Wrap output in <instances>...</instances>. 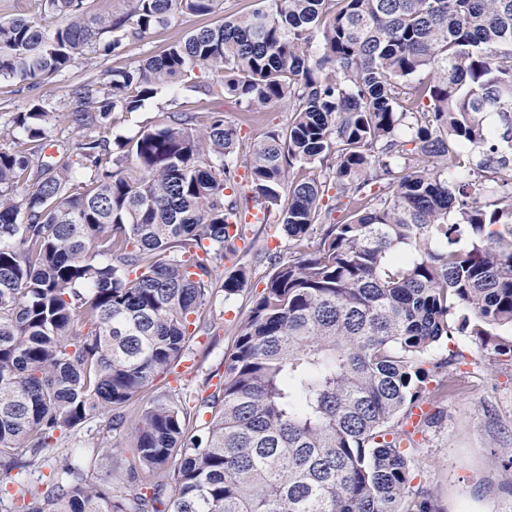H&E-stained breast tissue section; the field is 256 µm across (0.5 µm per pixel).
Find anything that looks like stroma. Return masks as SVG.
<instances>
[{
    "instance_id": "obj_1",
    "label": "stroma",
    "mask_w": 512,
    "mask_h": 512,
    "mask_svg": "<svg viewBox=\"0 0 512 512\" xmlns=\"http://www.w3.org/2000/svg\"><path fill=\"white\" fill-rule=\"evenodd\" d=\"M216 17L206 19L184 15L170 27L155 30L139 42H130L113 54L92 55L77 62L65 73L31 86L0 80V146L18 147L26 137L15 123L17 113L31 104H41L56 118L51 143L74 148L76 135L70 114L77 102L74 89L88 81L111 79L113 71L128 67L149 55L163 52L172 42L203 24H216ZM192 86L163 90L145 101L132 113L118 112L104 135L108 140L134 136L140 129L155 125L166 113H187L192 126L201 130L209 122L211 112L220 111L225 121L235 126L245 146L262 141L269 131L288 123L286 106L267 107L258 112H242L219 95L195 91V84L216 85L217 80L205 72L196 73ZM253 247L238 257L249 279L243 291L232 297L216 296L207 317L209 329L195 335L186 352L187 373H174L156 380L143 395L144 401L160 397L174 398L192 390L207 395L208 381L223 374L224 355L234 344L235 325L251 308L267 282V263L257 259L261 248L287 256L289 244L276 231L274 224L254 227ZM462 353V360L452 364L457 377L473 381V388L449 390L447 397L429 405L428 413L436 422L417 434L418 445L411 452L414 485L431 488L435 512H512V471L501 464L504 452L512 451V362L506 358L481 355L474 340L456 336L445 340L432 351L433 357ZM126 440L109 427L107 416L97 415L81 429L75 430L56 447L45 453V468L57 466L75 448L96 449V460L87 472L89 481L107 474L128 471L131 451Z\"/></svg>"
}]
</instances>
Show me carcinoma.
I'll return each mask as SVG.
<instances>
[{
  "label": "carcinoma",
  "mask_w": 512,
  "mask_h": 512,
  "mask_svg": "<svg viewBox=\"0 0 512 512\" xmlns=\"http://www.w3.org/2000/svg\"><path fill=\"white\" fill-rule=\"evenodd\" d=\"M42 2L52 29L0 18V80L39 83L223 4L128 0L112 17ZM258 3L80 85L63 160L31 169L51 116L15 117L30 147L0 148V468L19 476L5 512H431L410 446L434 416L412 418L457 378L430 351L470 336L512 360V196L459 173L512 185V0ZM196 68L243 112L287 105L288 124L245 153L221 112L198 133L171 112L113 148L99 135ZM252 210L290 256L266 253L191 435L190 394L136 402L205 326L214 262L252 243ZM246 278L234 266L224 298ZM95 414L130 435L135 466L91 483L83 448L41 474L55 438Z\"/></svg>",
  "instance_id": "obj_1"
}]
</instances>
